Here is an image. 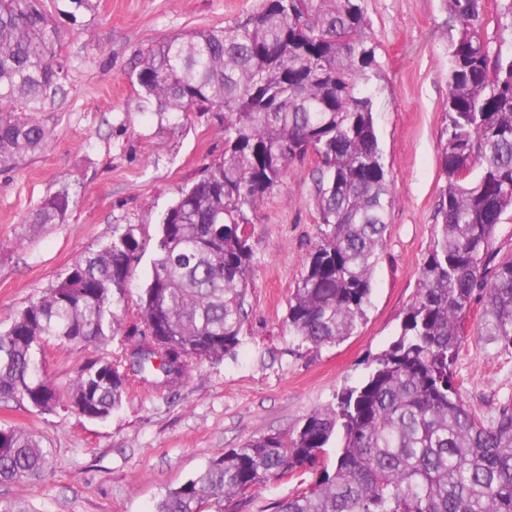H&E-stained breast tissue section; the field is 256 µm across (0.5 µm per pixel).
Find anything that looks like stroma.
<instances>
[{"mask_svg": "<svg viewBox=\"0 0 512 512\" xmlns=\"http://www.w3.org/2000/svg\"><path fill=\"white\" fill-rule=\"evenodd\" d=\"M62 36L65 97L40 113L52 130L41 154L0 171V330L60 281L83 252L135 224L153 248L160 216L193 184L224 143L211 116L177 125L159 119L130 74L151 42L189 30L231 25L259 0H44ZM382 80L375 126L396 204L372 274L364 323L344 341L319 349L288 334V296L319 240L314 160L291 165L247 228L252 250L241 343L234 356L188 368L173 389L130 374L121 407L90 420L58 407L40 413L0 402V427L40 435L47 477L0 484V512H154L165 494L214 457L264 435L296 430L316 410L359 383L372 358L395 339L427 254L444 174L439 144L447 124L448 59L459 35L443 0H358ZM77 196L65 223L34 229L25 217L61 187ZM473 305L455 371L465 402L481 417L512 396V355L485 347ZM127 344L44 350L45 369L68 391L77 367L107 356L128 372ZM312 479L297 471L232 497L224 512H274V504Z\"/></svg>", "mask_w": 512, "mask_h": 512, "instance_id": "1", "label": "stroma"}]
</instances>
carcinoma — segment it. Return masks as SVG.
I'll list each match as a JSON object with an SVG mask.
<instances>
[{
    "mask_svg": "<svg viewBox=\"0 0 512 512\" xmlns=\"http://www.w3.org/2000/svg\"><path fill=\"white\" fill-rule=\"evenodd\" d=\"M459 24L448 63V124L440 145L446 185L396 339L365 378L311 413L298 430L252 439L209 461L170 491L156 512H223L224 500L297 469L315 482L275 512H512V399L490 418L462 398L454 365L474 302L479 338L512 350V257L494 235L512 210V53L490 51L486 0H445ZM512 37V0L495 5ZM357 0H260L233 26L148 45L134 80L161 119L212 113L224 153L179 190L163 214L139 321L114 311L145 246L134 224L80 254L65 277L0 331V402L42 413L68 406L90 420L119 408L126 377L103 358L85 361L63 395L47 378L45 346H102L122 336L143 379L180 380L193 362L235 354L247 319L252 254L245 235L288 168L317 161L320 240L288 302L300 343L336 345L364 320L372 271L395 203L378 144L379 64ZM60 34L42 0H0V168L43 151L51 129L34 113L64 93ZM77 203L69 188L46 196L25 223L61 224ZM339 445L334 472L323 454ZM46 475L40 437L0 428V484Z\"/></svg>",
    "mask_w": 512,
    "mask_h": 512,
    "instance_id": "cac0c4a2",
    "label": "carcinoma"
}]
</instances>
